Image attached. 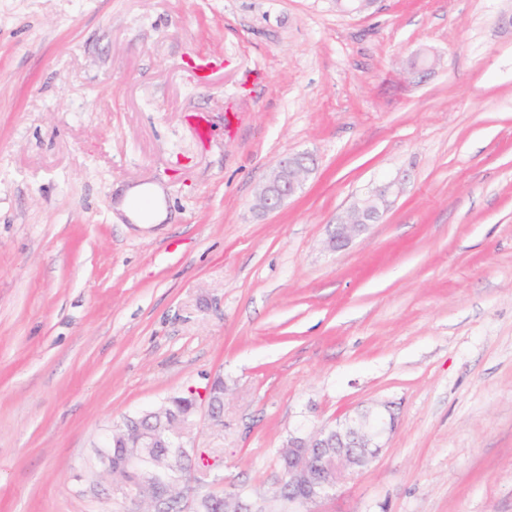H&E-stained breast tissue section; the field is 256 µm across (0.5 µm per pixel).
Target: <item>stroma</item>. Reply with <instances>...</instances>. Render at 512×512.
<instances>
[{
  "instance_id": "stroma-1",
  "label": "stroma",
  "mask_w": 512,
  "mask_h": 512,
  "mask_svg": "<svg viewBox=\"0 0 512 512\" xmlns=\"http://www.w3.org/2000/svg\"><path fill=\"white\" fill-rule=\"evenodd\" d=\"M510 12L0 0V512H112L113 423L218 375L199 490L265 494L298 424L388 406L378 457L310 512H512ZM300 152L303 191L260 209ZM127 183L161 185L166 222L116 220ZM392 193L391 185L373 190L350 211L343 224L337 225L329 241L330 247L336 250L340 249L369 224L379 223L384 211L391 204Z\"/></svg>"
}]
</instances>
